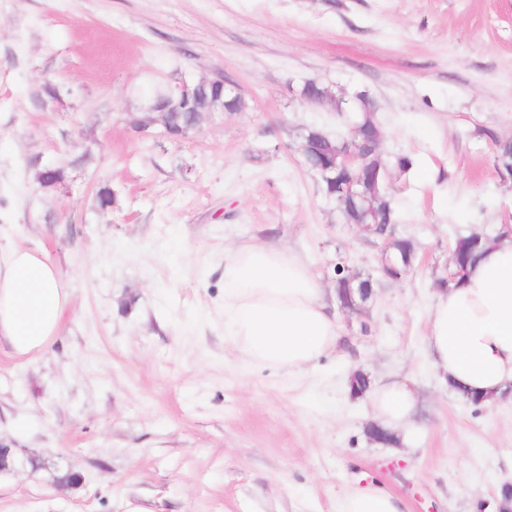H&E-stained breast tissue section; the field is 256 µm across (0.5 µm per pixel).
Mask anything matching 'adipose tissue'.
Returning <instances> with one entry per match:
<instances>
[{
    "label": "adipose tissue",
    "mask_w": 512,
    "mask_h": 512,
    "mask_svg": "<svg viewBox=\"0 0 512 512\" xmlns=\"http://www.w3.org/2000/svg\"><path fill=\"white\" fill-rule=\"evenodd\" d=\"M497 235L464 278L437 293L426 329L443 381L488 407L512 389V225ZM70 303L59 270L40 250H0V346L17 356L45 350ZM224 336L247 365L290 374L336 349L340 333L335 305L302 259L241 243L224 251ZM368 398L385 428L409 425L417 400L409 381L371 388ZM339 512H405V505L372 482L347 492Z\"/></svg>",
    "instance_id": "adipose-tissue-1"
}]
</instances>
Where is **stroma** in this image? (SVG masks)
Segmentation results:
<instances>
[{"label":"stroma","mask_w":512,"mask_h":512,"mask_svg":"<svg viewBox=\"0 0 512 512\" xmlns=\"http://www.w3.org/2000/svg\"><path fill=\"white\" fill-rule=\"evenodd\" d=\"M216 72L242 110L178 141L132 128ZM307 80L334 101H302ZM358 92L414 247L396 280L300 151L310 127L352 138L335 101ZM510 139L512 0H0V248L42 251L71 294L45 351L0 350V443L46 463L0 476V512H338L373 480L408 512H502L512 389L466 403L424 336L456 237L512 224L494 162ZM48 167L61 184L41 186ZM242 242L288 249L327 289L340 263L372 278L315 368H251L225 341L224 250ZM357 371L415 388L395 443L370 440Z\"/></svg>","instance_id":"35a3bbf8"}]
</instances>
